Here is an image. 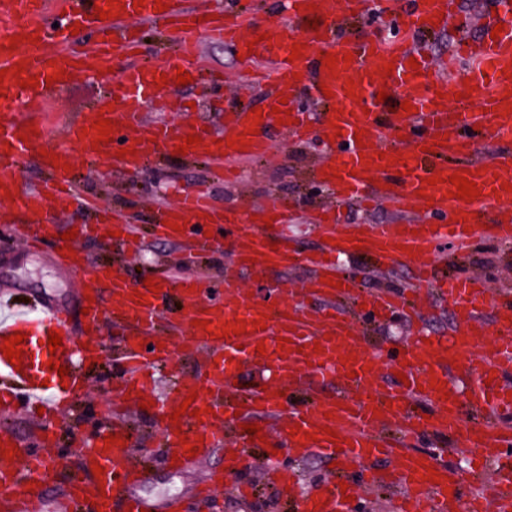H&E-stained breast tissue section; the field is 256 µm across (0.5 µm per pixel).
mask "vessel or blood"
I'll list each match as a JSON object with an SVG mask.
<instances>
[{
  "instance_id": "obj_1",
  "label": "vessel or blood",
  "mask_w": 512,
  "mask_h": 512,
  "mask_svg": "<svg viewBox=\"0 0 512 512\" xmlns=\"http://www.w3.org/2000/svg\"><path fill=\"white\" fill-rule=\"evenodd\" d=\"M165 2L162 12L156 0H144L140 7L134 0H117L112 16L102 20L96 10L105 0H0V70L6 73L0 82V224L28 220L26 239L40 247L57 240L59 226L32 223V216L49 208L65 214L79 202L96 209L98 222L116 231L123 251L139 252L142 240L130 222L97 209L93 198H78L66 169L75 155L132 174L175 153L192 134L199 142L188 148L187 157L222 167L231 182L235 175L227 162L267 160L278 130L297 143L316 142L323 151L314 178L333 201L311 216L322 241L315 252L303 253L284 233L295 210L286 196H272L262 206L260 213L272 219L265 226L256 221L260 213L218 206L201 188L157 208L153 234L190 243L206 230L235 229L232 261L218 296L202 282L170 277L157 278L159 291L152 294L145 284L130 286L122 269L91 267L79 251L61 258L62 268L82 283L85 333L70 337L72 308L48 304L38 295L12 301L15 316L0 323V338L25 333L21 350L27 364L15 369L0 353V415H10L22 401L41 408L47 424L38 448L23 453L22 467L0 460V512H113L118 501L122 512L148 508L146 499L130 493L146 472L129 457L131 431L120 420L119 405L112 409L115 442L86 453L67 490L45 491L59 466L50 451L56 437L48 424L83 390L84 363L96 361L104 350L99 327L106 318L121 332L119 379L126 400L151 396L158 371L178 376V354L205 363V372L181 383L176 398L157 400L152 407L179 467L189 466L190 453L202 456L236 444L242 409L274 419L275 440L293 457L318 452L340 461L336 482L301 497L298 512H338L344 491L380 483L398 489L397 512H455L461 502L466 512H486L492 500L512 506V294L491 290L459 269L462 258L484 242L512 244V216L484 209L489 200L512 201V164L479 152L483 143L512 136V0H497L498 17L485 20L478 36L457 41L454 55L468 67L451 82L434 75L427 54L414 50L408 38L451 25L467 27L459 0H413L408 8L395 0L376 15L366 0H283L284 21L264 25L267 41L253 46L236 35L254 23L241 0H224L220 13L209 16L181 9L179 0ZM354 15L376 18L402 34L386 42L353 40L342 26ZM315 18L319 28L308 27ZM142 21L172 24L179 34L199 28L212 41L233 43L245 61L267 63L271 91L259 106L241 104L225 113L219 136L200 121L173 125L147 116L151 110L185 109L184 101L158 86L164 75L173 78L183 70L193 85L223 91V75L199 64L195 43H183L181 53L168 60L134 62L119 75L120 99L103 113L113 125L108 142L99 141L93 122L67 123L61 131L67 146L45 160L47 180L23 189V162L46 150L47 129L32 128L18 117V107L44 112L58 89L109 78L113 41L135 50ZM75 28L96 33L98 41L73 58L66 46ZM329 55L336 58L331 68L325 62ZM31 77L35 86L22 88ZM471 88L479 92L477 111L449 107L450 95ZM382 89L388 97L381 103L376 94ZM300 97L319 104V111L297 106ZM405 101L410 109H402ZM453 174L475 182L474 200L452 196ZM431 177L437 185H428ZM381 200L401 209L405 220L341 223L340 205L353 202L368 212ZM445 241L454 245V253H439ZM358 251L381 268L407 263L412 274L400 289L364 291L338 265L340 257ZM287 265L310 270L292 304L256 302L237 287L240 276L259 279ZM175 291L185 313L162 324ZM437 301L453 314L452 335L419 330L400 355L398 370L405 381L378 383L384 356L368 345L365 318L396 316L419 325ZM489 317L498 336L492 347L473 355L487 334ZM54 332L63 334L64 343L53 353L48 337ZM35 354L44 364L55 360L56 369H30ZM470 359L475 366L462 388L451 368ZM61 365L67 377L58 375ZM245 365L258 375L242 386L238 380ZM188 398L192 413L175 417ZM430 438L462 441L473 461L468 473L439 464L436 452L420 451ZM390 457L397 460L393 470L376 469V461ZM97 464L105 469L98 478L92 474Z\"/></svg>"
}]
</instances>
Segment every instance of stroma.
<instances>
[{
	"label": "stroma",
	"mask_w": 512,
	"mask_h": 512,
	"mask_svg": "<svg viewBox=\"0 0 512 512\" xmlns=\"http://www.w3.org/2000/svg\"><path fill=\"white\" fill-rule=\"evenodd\" d=\"M191 38L197 44L200 59L223 72L224 92L217 95L200 87H181L176 94L197 101L192 119L206 120L220 130L230 96H238L243 103H259L264 80L256 76L251 64L237 58L231 46L208 41L201 30L192 33ZM116 88V83L103 80L71 87L55 99L52 111L40 114L39 119L56 126L76 115L89 116L93 106L111 107ZM276 142L281 160L243 161L240 179L234 184L225 183L210 165L176 154L132 175L115 174L109 168L77 158L74 174L80 189L97 195L112 207L129 208L143 237L142 252L133 258L123 256L104 231L80 241L79 249L88 256L91 265L122 266L136 281L148 276H169L176 271L206 282L221 281L231 258L229 248H218L202 259L185 262L177 242L158 241L150 233L153 205L172 201L175 191L191 192L200 187L207 189L218 203L242 209L261 205L271 193L296 198L299 207L290 219L288 231L301 250L315 248L318 240L311 232L309 211L323 197L314 191L311 171L319 161L320 149L294 143L282 134L277 135ZM57 248V243L52 242L42 251H31L9 229L0 227V291L19 298L38 294L53 305L76 306L81 284L58 267L53 258ZM346 265L361 272L368 292L402 285L410 275L404 265L376 271L372 258L364 255L349 258ZM464 265L495 287L512 292V249L484 247L465 257ZM308 276L305 268L285 267L274 272L268 281L245 278L240 286L249 298L268 302L273 298L274 286L299 290L304 288ZM101 331L106 347L103 358L87 372L90 385L80 398L77 414L59 423L62 437L54 451L60 457L61 469L50 486L54 492L62 491L69 474L80 466L95 434L112 423L109 410L114 399L113 380L120 368L113 359L117 334L107 322ZM129 411L134 427L131 453L150 460L149 478L137 486L136 492L151 501L152 512H296L293 498L282 494L279 484L271 481L270 471H295L305 491L325 484L334 474L329 458L321 454L296 460L284 449L271 454L269 447L259 442L249 448L246 465L228 478L223 490L209 501L200 502L195 497L196 487L210 473L223 470L224 450L211 451L189 468H177L168 463L164 449L159 446L155 414L136 405L130 406ZM251 480L256 483L254 498L237 497L234 485Z\"/></svg>",
	"instance_id": "stroma-1"
}]
</instances>
